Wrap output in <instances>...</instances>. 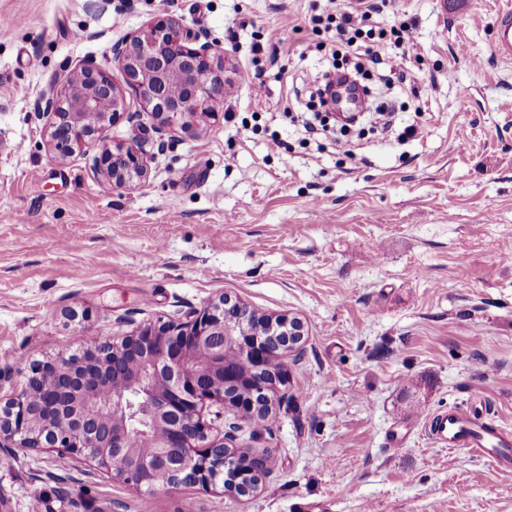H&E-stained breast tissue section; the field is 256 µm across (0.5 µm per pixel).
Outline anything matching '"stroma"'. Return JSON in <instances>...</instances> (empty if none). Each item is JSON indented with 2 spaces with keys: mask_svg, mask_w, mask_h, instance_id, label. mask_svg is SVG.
<instances>
[{
  "mask_svg": "<svg viewBox=\"0 0 512 512\" xmlns=\"http://www.w3.org/2000/svg\"><path fill=\"white\" fill-rule=\"evenodd\" d=\"M501 2L385 0L377 22L414 20L416 38L371 71L390 59L407 80L391 127L348 156L301 124L307 77L333 63L331 34L309 25L327 0H0V399L33 363L225 295L308 332L283 360L275 416L234 431L269 455L253 496L140 492L84 457L21 449L0 469V512H512V468L422 431L476 395L512 426ZM163 18L224 48V115L167 135L131 188L97 173L101 143L52 158L37 94L82 63L112 67L113 43ZM269 29L276 53L253 54ZM412 123L422 138H403Z\"/></svg>",
  "mask_w": 512,
  "mask_h": 512,
  "instance_id": "1",
  "label": "stroma"
}]
</instances>
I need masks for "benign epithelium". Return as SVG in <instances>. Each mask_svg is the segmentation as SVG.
Returning a JSON list of instances; mask_svg holds the SVG:
<instances>
[{"label":"benign epithelium","mask_w":512,"mask_h":512,"mask_svg":"<svg viewBox=\"0 0 512 512\" xmlns=\"http://www.w3.org/2000/svg\"><path fill=\"white\" fill-rule=\"evenodd\" d=\"M111 54L120 76L82 64L41 90L32 112L45 120L54 158L99 141L97 171L117 187H133L148 173V130L131 144L106 136L138 116L125 89L157 120L155 133L189 130L218 116L212 105L224 100V53L168 18L115 42ZM304 329L298 316H266L225 296L182 321L145 323L112 343L39 362L16 397L0 404V450L80 455L146 492L220 483L250 496L267 472V455L209 437L200 406L234 408L241 421L272 416L276 386L286 380L276 359L301 349Z\"/></svg>","instance_id":"obj_1"}]
</instances>
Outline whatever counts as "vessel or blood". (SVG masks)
Listing matches in <instances>:
<instances>
[{
    "label": "vessel or blood",
    "instance_id": "obj_1",
    "mask_svg": "<svg viewBox=\"0 0 512 512\" xmlns=\"http://www.w3.org/2000/svg\"><path fill=\"white\" fill-rule=\"evenodd\" d=\"M495 55L512 60V7L501 8L495 17ZM425 434L434 444L465 448L478 458L502 467L512 466V431L494 414L478 416L459 408L434 413L425 424Z\"/></svg>",
    "mask_w": 512,
    "mask_h": 512
}]
</instances>
